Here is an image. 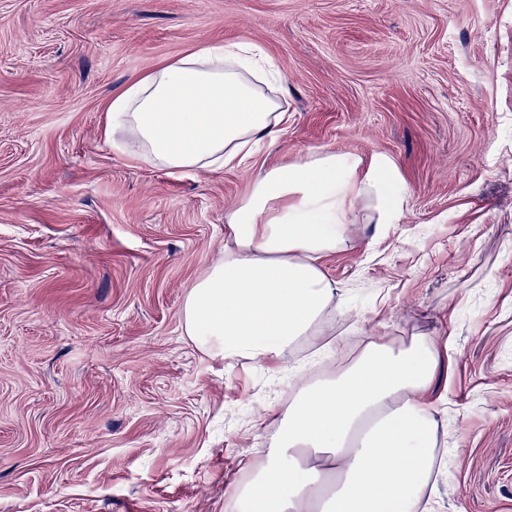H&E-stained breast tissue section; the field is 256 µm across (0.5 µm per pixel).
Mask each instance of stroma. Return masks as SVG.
I'll return each instance as SVG.
<instances>
[{
	"instance_id": "1",
	"label": "stroma",
	"mask_w": 512,
	"mask_h": 512,
	"mask_svg": "<svg viewBox=\"0 0 512 512\" xmlns=\"http://www.w3.org/2000/svg\"><path fill=\"white\" fill-rule=\"evenodd\" d=\"M208 43L251 44L288 124L172 175L103 134L112 97ZM397 164V224L350 229L316 343L223 360L182 308L258 170ZM450 342L430 512H512V0H0V512H225L275 411L369 340Z\"/></svg>"
}]
</instances>
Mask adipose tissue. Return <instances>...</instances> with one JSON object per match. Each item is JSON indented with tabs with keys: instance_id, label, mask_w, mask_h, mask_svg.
Masks as SVG:
<instances>
[{
	"instance_id": "adipose-tissue-1",
	"label": "adipose tissue",
	"mask_w": 512,
	"mask_h": 512,
	"mask_svg": "<svg viewBox=\"0 0 512 512\" xmlns=\"http://www.w3.org/2000/svg\"><path fill=\"white\" fill-rule=\"evenodd\" d=\"M257 47L206 44L113 96L105 136L170 172L224 169L286 121ZM406 202L389 158L333 151L266 169L225 215L224 252L191 286L184 330L205 352L258 363L316 340L336 288L319 264L354 224L397 223ZM441 349L369 341L294 393L255 483L229 484L234 512H422L435 421L426 400Z\"/></svg>"
}]
</instances>
